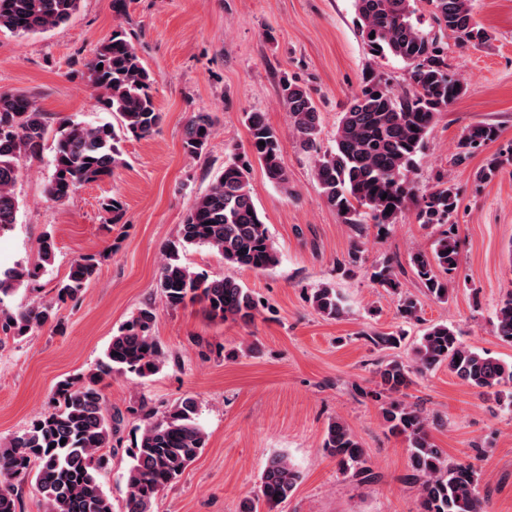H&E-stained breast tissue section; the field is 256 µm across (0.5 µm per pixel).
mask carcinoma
Masks as SVG:
<instances>
[{
  "instance_id": "cac0c4a2",
  "label": "carcinoma",
  "mask_w": 512,
  "mask_h": 512,
  "mask_svg": "<svg viewBox=\"0 0 512 512\" xmlns=\"http://www.w3.org/2000/svg\"><path fill=\"white\" fill-rule=\"evenodd\" d=\"M427 6L432 30L421 28L418 3ZM80 0H0V31L28 35L50 31L70 20ZM357 29L373 59L393 57L406 66L403 86L369 66L358 90L344 105L336 127L335 146L319 143V113L309 91L286 77L280 80V100L288 113L289 131L300 150L313 155V175L325 202L356 235L367 221L384 229L396 224L409 208L425 227H439L430 251L410 258V272L422 295L448 300V277L459 270L456 238L458 189L442 176L418 193L412 174L417 158L440 112L466 93L465 85L448 71V34L462 46H482L492 35L474 18L472 0H355ZM100 107L117 116L118 125H98L66 120L56 129L53 172L46 196L63 204L81 186L102 181L124 165L121 138L150 136L162 113L152 94L155 77L143 65L132 38L118 26L84 62ZM248 149L224 163L222 172L205 193L195 198L180 226L179 244L207 247L224 262L255 271L275 266L278 253L253 200L249 173L257 161L268 179L288 187L282 163L280 134L260 112L245 114ZM48 117L36 101L19 92H0V230L16 223L19 201L15 185L22 161L39 153L48 133ZM213 120L207 112L195 113L188 122L183 149L199 155L207 147ZM500 137L499 126L480 123L461 135L450 163L461 166ZM264 145H259V142ZM509 158L494 153L476 173L480 183L492 181ZM109 221L117 224L124 214L121 199L102 202ZM55 244L45 236L38 244L39 262L32 266H0V335L19 338L53 322L59 306L79 299L99 267L94 255H81L67 276L53 288L51 299L12 310L3 297L36 281L54 258ZM399 262L387 259L375 267L373 281L397 297L396 310L407 322L421 320L423 302L402 289ZM158 287L171 309L203 305L209 318L251 323L263 304L231 277L211 278L195 272L172 248L160 267ZM322 317L339 319L344 306L336 289L325 284L309 296ZM155 309L138 310L112 336L102 360L92 370L57 385L52 409L34 420L20 436L0 440V512H17V487L34 484L46 512H112L98 474L108 463L106 449H115L123 414L108 413L103 385L114 373H134L141 378L156 374L167 356L152 330ZM494 331L512 343V292L495 311ZM378 348L396 349L403 336L395 332H361ZM468 385L503 395L512 386V364L463 345L446 323L428 326L407 360L392 358L375 371V397H385L381 416L390 433L407 442L410 470L404 481L417 486L420 512H486L487 498L480 495V471L472 463L454 464L430 437L431 421L419 407L400 397L413 377L441 366ZM147 424L139 443L129 450L125 512H152L154 500L176 484L206 445V435L196 418V402L187 397L163 416L146 413ZM66 443H61V440ZM323 447L336 458L345 476L362 483L376 476L366 466V452L350 427L338 418L329 420ZM300 472L286 454L273 456L260 480V496L243 504L242 512H275L295 491Z\"/></svg>"
}]
</instances>
